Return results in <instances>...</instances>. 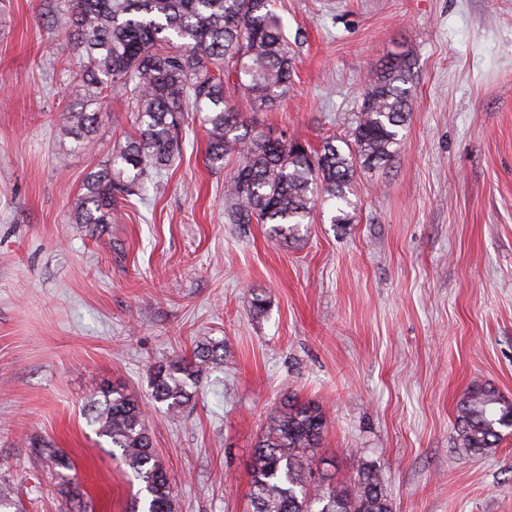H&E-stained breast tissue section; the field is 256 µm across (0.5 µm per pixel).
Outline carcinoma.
Instances as JSON below:
<instances>
[{
  "label": "carcinoma",
  "instance_id": "obj_1",
  "mask_svg": "<svg viewBox=\"0 0 512 512\" xmlns=\"http://www.w3.org/2000/svg\"><path fill=\"white\" fill-rule=\"evenodd\" d=\"M42 25L71 41L68 73L75 98L63 110L61 132L82 149L99 128L105 94L130 90L135 134L113 145L103 168L91 172L75 205L78 224H110L122 201L145 193L155 172L179 155L185 116L201 117L206 160L224 168V201L237 224L270 225L274 236L300 234L316 200L333 207L330 222L350 224L349 195L358 172L388 165L411 111V63L395 58L373 74L350 140L314 149L282 133L249 135L226 95L233 87L253 106L276 107L288 90L296 52L274 11V0H45ZM224 346H203L192 360L154 366L151 397L174 416L193 397L204 366L224 359ZM88 402V423L110 439L112 457L140 484L145 512H175L166 467L153 448L141 402L120 386L106 385ZM326 414L313 401L288 397L275 409L250 464L253 512H391L378 471L357 464L350 483L316 480ZM512 427V401L482 384L457 403L459 449L483 454Z\"/></svg>",
  "mask_w": 512,
  "mask_h": 512
}]
</instances>
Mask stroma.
I'll return each mask as SVG.
<instances>
[{
    "mask_svg": "<svg viewBox=\"0 0 512 512\" xmlns=\"http://www.w3.org/2000/svg\"><path fill=\"white\" fill-rule=\"evenodd\" d=\"M277 3L295 74L276 110L235 98L248 128L346 140L370 72L398 56L413 72L398 152L358 173L353 222L317 208L292 244L229 220L238 160L208 167L198 119L143 200L75 223L131 105L112 91L70 151L72 46L49 38L41 0H0V486L22 512H61L63 487L130 512L138 483L85 418L108 384L145 403L175 512H249L254 447L288 395L326 414L320 469L342 483L374 466L392 512H512V433L472 456L455 432L472 384L512 400V0ZM204 341L224 361L171 418L150 373Z\"/></svg>",
    "mask_w": 512,
    "mask_h": 512,
    "instance_id": "35a3bbf8",
    "label": "stroma"
}]
</instances>
